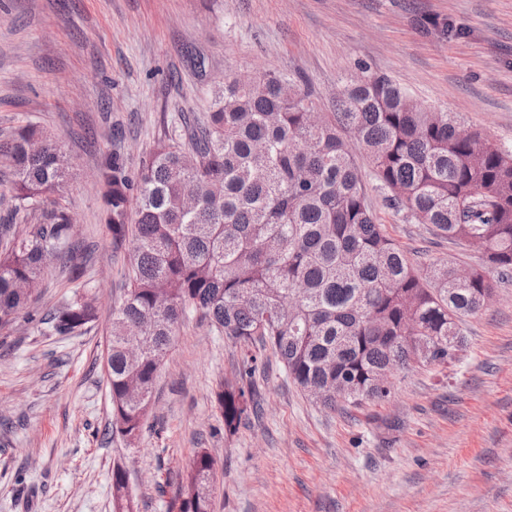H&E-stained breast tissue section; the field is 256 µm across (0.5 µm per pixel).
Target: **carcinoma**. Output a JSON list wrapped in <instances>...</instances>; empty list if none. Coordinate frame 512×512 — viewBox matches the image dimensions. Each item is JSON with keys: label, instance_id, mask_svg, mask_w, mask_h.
Here are the masks:
<instances>
[{"label": "carcinoma", "instance_id": "1", "mask_svg": "<svg viewBox=\"0 0 512 512\" xmlns=\"http://www.w3.org/2000/svg\"><path fill=\"white\" fill-rule=\"evenodd\" d=\"M300 75L227 78L202 124L166 134L130 173L116 148L98 170L112 249L132 244L121 304L112 308L107 381L112 433L143 430L156 378L181 323L197 313L243 349L238 378L214 396L224 436L257 413L252 353L271 350L313 403L336 410L382 400L389 370L444 366L465 345L464 318L512 279V147L458 133L450 112L418 106L389 77L347 80L336 111L315 119ZM386 206L404 221L485 248L457 275L444 261L415 268L391 240L366 191L356 152ZM56 140L38 125L0 146L13 216L0 224V328L37 296L48 265H69L73 299L48 315L57 336L98 319L97 297L75 263L74 222L59 194L70 177ZM41 211L44 221L27 223ZM146 336L135 358L128 346ZM216 461L198 449L170 512H213ZM113 512H138L124 464H112Z\"/></svg>", "mask_w": 512, "mask_h": 512}]
</instances>
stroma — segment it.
I'll return each mask as SVG.
<instances>
[{
    "label": "stroma",
    "instance_id": "obj_1",
    "mask_svg": "<svg viewBox=\"0 0 512 512\" xmlns=\"http://www.w3.org/2000/svg\"><path fill=\"white\" fill-rule=\"evenodd\" d=\"M434 17L455 35L424 31ZM361 65L512 144V0H0V143L26 123L57 138L73 164L62 202L99 301L86 333L53 335L44 319L73 290L52 265L32 322L0 329V512H112L116 460L140 512H166L200 448L217 462L214 512H512L511 281L465 319L459 362L395 373L382 401L325 410L265 359L261 416L229 438L213 391L241 349L188 319L141 435L109 433L104 350L128 253L113 251L104 221L102 153L121 147L137 169L172 117L210 111L215 87L243 72L303 75L316 108L334 111ZM372 202L419 267L479 263L467 244Z\"/></svg>",
    "mask_w": 512,
    "mask_h": 512
}]
</instances>
